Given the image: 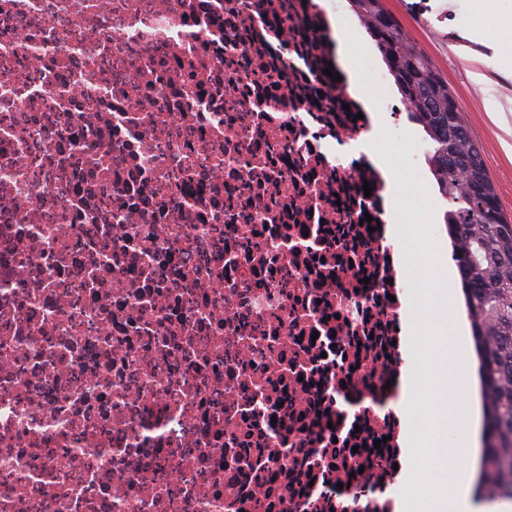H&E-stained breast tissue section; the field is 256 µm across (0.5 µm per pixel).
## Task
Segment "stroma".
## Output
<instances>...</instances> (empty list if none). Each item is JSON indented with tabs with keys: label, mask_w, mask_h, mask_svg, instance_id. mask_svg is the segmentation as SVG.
<instances>
[{
	"label": "stroma",
	"mask_w": 512,
	"mask_h": 512,
	"mask_svg": "<svg viewBox=\"0 0 512 512\" xmlns=\"http://www.w3.org/2000/svg\"><path fill=\"white\" fill-rule=\"evenodd\" d=\"M383 7L432 59L479 147L501 207L512 217V67L500 60L504 31L512 29V0H382ZM384 147L383 166L403 178L395 195V214L418 226L409 251L423 255L427 291L402 319L427 329L443 309H455L460 286L455 261L431 257V241L442 232L447 207L433 178L427 177L421 130L407 118L378 111Z\"/></svg>",
	"instance_id": "35a3bbf8"
}]
</instances>
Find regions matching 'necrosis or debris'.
I'll return each mask as SVG.
<instances>
[{"label":"necrosis or debris","instance_id":"1","mask_svg":"<svg viewBox=\"0 0 512 512\" xmlns=\"http://www.w3.org/2000/svg\"><path fill=\"white\" fill-rule=\"evenodd\" d=\"M335 45L316 0H0V512H388L404 277Z\"/></svg>","mask_w":512,"mask_h":512}]
</instances>
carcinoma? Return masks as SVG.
I'll list each match as a JSON object with an SVG mask.
<instances>
[{
	"instance_id": "1",
	"label": "carcinoma",
	"mask_w": 512,
	"mask_h": 512,
	"mask_svg": "<svg viewBox=\"0 0 512 512\" xmlns=\"http://www.w3.org/2000/svg\"><path fill=\"white\" fill-rule=\"evenodd\" d=\"M366 25L408 119L424 132L426 159L448 203L444 224L465 292L467 316L480 345L488 447L485 491L512 501V221L500 207L485 161L457 101L431 60L382 0H349Z\"/></svg>"
}]
</instances>
